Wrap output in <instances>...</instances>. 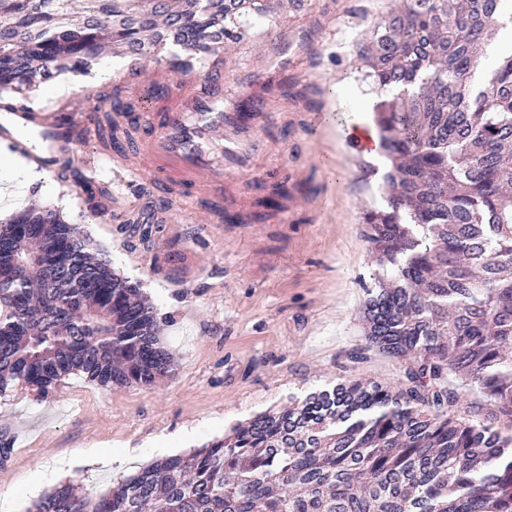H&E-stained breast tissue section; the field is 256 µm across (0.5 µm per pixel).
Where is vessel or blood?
<instances>
[{
    "mask_svg": "<svg viewBox=\"0 0 512 512\" xmlns=\"http://www.w3.org/2000/svg\"><path fill=\"white\" fill-rule=\"evenodd\" d=\"M138 85L149 98L132 119L146 131L141 150L150 163V188L162 192L175 185L191 197H214L211 212L196 219L215 221L224 209L225 172L250 164L262 99L239 92L232 107H225L224 78L210 70L168 80L152 66L139 73ZM17 118L19 125L35 124L36 138L46 143V150L32 157L42 167L52 165L53 146L78 139L90 125L86 112H21Z\"/></svg>",
    "mask_w": 512,
    "mask_h": 512,
    "instance_id": "obj_1",
    "label": "vessel or blood"
}]
</instances>
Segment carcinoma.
Segmentation results:
<instances>
[{"instance_id":"cac0c4a2","label":"carcinoma","mask_w":512,"mask_h":512,"mask_svg":"<svg viewBox=\"0 0 512 512\" xmlns=\"http://www.w3.org/2000/svg\"><path fill=\"white\" fill-rule=\"evenodd\" d=\"M303 0H0V93L111 54L134 77L184 74L247 27ZM502 0H402L357 45L392 157L387 207L365 215L378 274L369 347L405 361L404 383H338L261 412L188 455L153 461L96 499L70 481L28 512H512V433L451 412L473 390L512 418V52L485 85L478 49ZM145 94L100 92L95 148L132 140ZM281 185L257 200L264 221ZM153 304L106 251L40 201L0 224V396L47 395L69 374L102 387L173 376Z\"/></svg>"}]
</instances>
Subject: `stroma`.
Segmentation results:
<instances>
[{
	"mask_svg": "<svg viewBox=\"0 0 512 512\" xmlns=\"http://www.w3.org/2000/svg\"><path fill=\"white\" fill-rule=\"evenodd\" d=\"M391 5L304 0L294 16L233 47L224 68L229 93L255 91L267 110L252 168L224 181L242 223L196 224L192 200L148 194L137 150L98 154L90 133L66 144L67 179L44 202L141 284L176 369L150 388L105 389L69 375L47 397L18 387L0 398V444L9 449L0 491L12 494L9 512L32 506L27 484L45 493L75 479L95 498L156 460L158 448L190 452L289 396L345 381L402 380L403 362L369 348L361 321L376 270L363 215L383 208L388 165L349 145L351 128L373 127V114L337 94L345 85L380 101L354 44ZM274 70L307 87L306 99L265 90L258 77ZM106 86L93 70L74 74L63 96L44 98L35 87L27 99L37 112H73ZM89 158L94 168L86 167ZM264 182L286 186L285 213L247 219ZM128 449L134 457L109 468L86 462L96 450Z\"/></svg>",
	"mask_w": 512,
	"mask_h": 512,
	"instance_id": "obj_1",
	"label": "stroma"
}]
</instances>
